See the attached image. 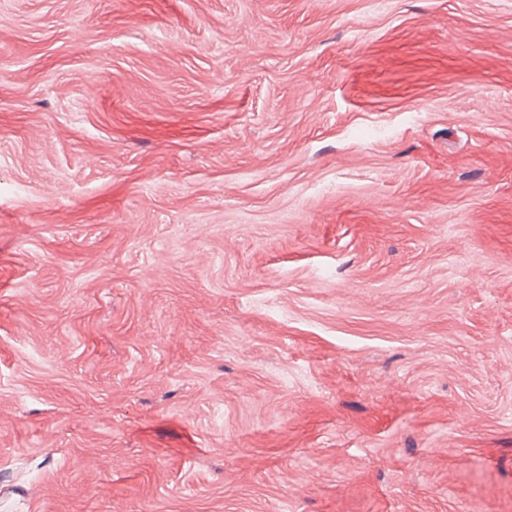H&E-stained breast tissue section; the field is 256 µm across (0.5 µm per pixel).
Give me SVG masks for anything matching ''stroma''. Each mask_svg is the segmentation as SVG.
Wrapping results in <instances>:
<instances>
[{"instance_id": "stroma-1", "label": "stroma", "mask_w": 512, "mask_h": 512, "mask_svg": "<svg viewBox=\"0 0 512 512\" xmlns=\"http://www.w3.org/2000/svg\"><path fill=\"white\" fill-rule=\"evenodd\" d=\"M0 512H512V0H0Z\"/></svg>"}]
</instances>
